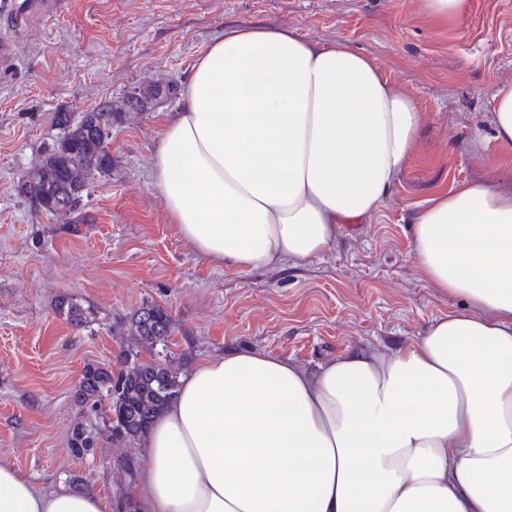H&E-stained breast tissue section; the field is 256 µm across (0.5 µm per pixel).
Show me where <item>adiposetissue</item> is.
Here are the masks:
<instances>
[{
  "instance_id": "adipose-tissue-1",
  "label": "adipose tissue",
  "mask_w": 512,
  "mask_h": 512,
  "mask_svg": "<svg viewBox=\"0 0 512 512\" xmlns=\"http://www.w3.org/2000/svg\"><path fill=\"white\" fill-rule=\"evenodd\" d=\"M421 123L366 55L228 27L193 65L151 178L197 255L274 267L373 213ZM413 256L465 310L314 372L255 350L200 361L146 437L142 512H512V192L487 179L433 197ZM0 512L106 507L0 461Z\"/></svg>"
}]
</instances>
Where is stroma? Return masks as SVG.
<instances>
[{"mask_svg": "<svg viewBox=\"0 0 512 512\" xmlns=\"http://www.w3.org/2000/svg\"><path fill=\"white\" fill-rule=\"evenodd\" d=\"M283 27L317 44L371 57L416 100L415 156L376 211L341 224L330 250L273 268L234 270L194 254L150 178L161 125L178 111L196 60L225 27ZM512 84V0H464L448 21L425 0H71L0 68V458L43 489L71 486L107 503L136 481L117 466L143 442L100 438L70 451L73 401L86 364L117 365L133 340L117 330L143 302L175 324L167 354L183 371L227 349L264 351L308 371L355 347L396 348L462 297L425 281L413 260V224L456 184L492 179L512 191V145L497 141L494 98ZM139 91L142 112L113 118L112 167L79 208L87 223L37 209L18 190L59 112L79 117ZM76 300L86 327L57 308Z\"/></svg>", "mask_w": 512, "mask_h": 512, "instance_id": "1", "label": "stroma"}]
</instances>
